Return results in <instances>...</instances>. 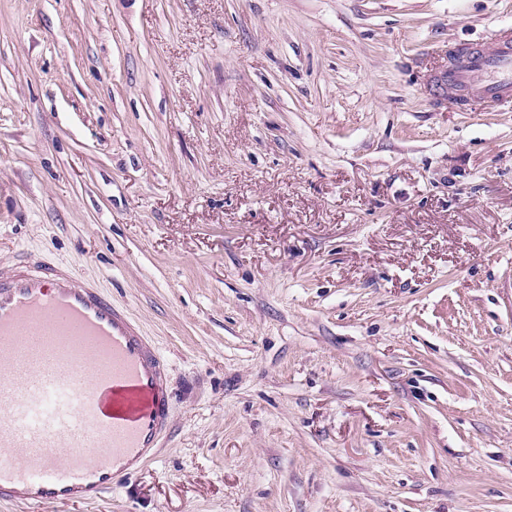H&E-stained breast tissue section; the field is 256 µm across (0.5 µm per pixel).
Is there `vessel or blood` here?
I'll return each instance as SVG.
<instances>
[{
    "instance_id": "vessel-or-blood-1",
    "label": "vessel or blood",
    "mask_w": 512,
    "mask_h": 512,
    "mask_svg": "<svg viewBox=\"0 0 512 512\" xmlns=\"http://www.w3.org/2000/svg\"><path fill=\"white\" fill-rule=\"evenodd\" d=\"M449 80L477 99L512 96V43L470 47ZM0 375V501L97 500L170 426L156 346L96 283L39 257L0 276Z\"/></svg>"
}]
</instances>
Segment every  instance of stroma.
<instances>
[{
	"label": "stroma",
	"mask_w": 512,
	"mask_h": 512,
	"mask_svg": "<svg viewBox=\"0 0 512 512\" xmlns=\"http://www.w3.org/2000/svg\"><path fill=\"white\" fill-rule=\"evenodd\" d=\"M512 0H0V274L95 278L172 428L94 503L512 512ZM492 73V80L484 74ZM449 81L461 92L477 99L512 96V43L476 44L460 56Z\"/></svg>",
	"instance_id": "obj_1"
}]
</instances>
